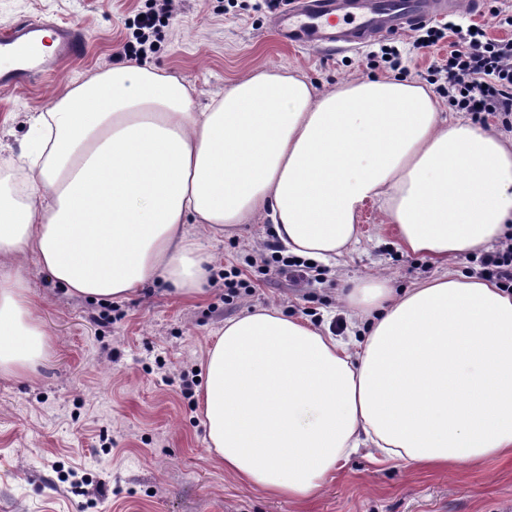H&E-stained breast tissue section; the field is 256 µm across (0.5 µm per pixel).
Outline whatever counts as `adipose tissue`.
<instances>
[{"mask_svg":"<svg viewBox=\"0 0 512 512\" xmlns=\"http://www.w3.org/2000/svg\"><path fill=\"white\" fill-rule=\"evenodd\" d=\"M20 153L24 193L0 190V370L25 374L48 344L17 257L78 298L124 301L159 281L192 298L208 243L249 217L269 218L287 254L333 266L371 202L437 276L351 288L362 331L347 341L274 307L226 320L202 361L209 446L225 473L293 499L362 447L446 470L512 455V292L453 266L512 238V134L407 78L319 89L256 68L202 107L143 63L74 83Z\"/></svg>","mask_w":512,"mask_h":512,"instance_id":"obj_1","label":"adipose tissue"}]
</instances>
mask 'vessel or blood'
<instances>
[{
  "mask_svg": "<svg viewBox=\"0 0 512 512\" xmlns=\"http://www.w3.org/2000/svg\"><path fill=\"white\" fill-rule=\"evenodd\" d=\"M478 9L479 0H290L274 28L291 47L356 50L411 27ZM86 51L80 28L22 19L0 31V85L27 86Z\"/></svg>",
  "mask_w": 512,
  "mask_h": 512,
  "instance_id": "1",
  "label": "vessel or blood"
}]
</instances>
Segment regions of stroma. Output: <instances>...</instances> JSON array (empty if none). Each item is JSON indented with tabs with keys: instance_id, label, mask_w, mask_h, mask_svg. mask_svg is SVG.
Here are the masks:
<instances>
[{
	"instance_id": "stroma-1",
	"label": "stroma",
	"mask_w": 512,
	"mask_h": 512,
	"mask_svg": "<svg viewBox=\"0 0 512 512\" xmlns=\"http://www.w3.org/2000/svg\"><path fill=\"white\" fill-rule=\"evenodd\" d=\"M155 5L0 0V28L27 16L79 27L87 39L85 54L47 81L0 86V176L17 174L30 117L51 109L73 82L117 65L129 19ZM171 8L146 61L182 78L204 103L257 67L298 69L319 88L386 74L367 48L282 45L260 0H172ZM360 230L339 265L296 286L244 264L247 251L277 242L268 220L251 219L212 244L217 262L206 292L193 299L170 295L161 282L122 302L74 298L31 259H18L49 340L27 376L0 371V512H512V458L445 471L359 453L313 497L295 500L237 481L209 451L197 369L225 320L272 306L316 323H347L341 295L352 283L382 276L401 290L438 273L390 245L376 205L364 208ZM233 266L248 286L228 301L224 271Z\"/></svg>"
}]
</instances>
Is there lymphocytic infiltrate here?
Listing matches in <instances>:
<instances>
[{"label": "lymphocytic infiltrate", "mask_w": 512, "mask_h": 512, "mask_svg": "<svg viewBox=\"0 0 512 512\" xmlns=\"http://www.w3.org/2000/svg\"><path fill=\"white\" fill-rule=\"evenodd\" d=\"M447 43L448 53L428 68L429 84L451 109L512 118V38L489 37L486 24L449 21L429 27L414 46L426 52Z\"/></svg>", "instance_id": "obj_1"}]
</instances>
